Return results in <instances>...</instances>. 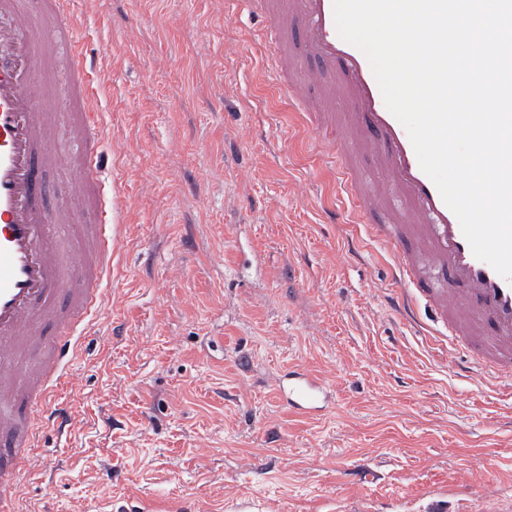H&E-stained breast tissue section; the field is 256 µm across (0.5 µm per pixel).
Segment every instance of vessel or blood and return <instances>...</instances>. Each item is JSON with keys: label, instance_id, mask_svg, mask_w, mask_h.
Returning a JSON list of instances; mask_svg holds the SVG:
<instances>
[{"label": "vessel or blood", "instance_id": "b4317fda", "mask_svg": "<svg viewBox=\"0 0 512 512\" xmlns=\"http://www.w3.org/2000/svg\"><path fill=\"white\" fill-rule=\"evenodd\" d=\"M20 0H0V439L22 456L27 469L41 466L36 420L49 419L58 388L68 385L67 368L81 350L79 338L108 303L103 283L124 226L112 207V183L103 170L100 114L94 105L92 49L73 40L79 20L71 0H42L43 17L32 25L18 18ZM260 19L259 43L266 50L272 85L315 139L340 147V186L350 207L340 224L373 226L391 259L393 307L405 321L416 319L418 304L433 315L430 333L448 337L475 352L488 372L512 382V282L476 258L455 214L422 171L409 135L387 109L364 53L344 41L334 20L333 0H244ZM10 24H2V17ZM305 32L288 37L290 22ZM70 36V107L66 121L83 141L81 158L60 152L48 130L49 103L32 91L40 46ZM322 66L303 71L305 57ZM342 96L351 107L356 138L336 137V118L323 103ZM371 156L385 179L366 191V172L356 159ZM73 169L70 196L55 211L42 203L41 172ZM83 225V250L52 245L56 225ZM68 294L66 307L55 299ZM56 322L59 333L45 340L38 320ZM40 353L32 367L15 361L19 344ZM276 388L289 409L312 415L325 408V377L297 365L278 378ZM15 466L0 467V512H19Z\"/></svg>", "mask_w": 512, "mask_h": 512}]
</instances>
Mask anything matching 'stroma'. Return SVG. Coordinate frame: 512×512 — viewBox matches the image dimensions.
Listing matches in <instances>:
<instances>
[{
	"label": "stroma",
	"mask_w": 512,
	"mask_h": 512,
	"mask_svg": "<svg viewBox=\"0 0 512 512\" xmlns=\"http://www.w3.org/2000/svg\"><path fill=\"white\" fill-rule=\"evenodd\" d=\"M126 219L112 303L56 398L21 512H456L512 506V393L389 306L338 224L335 159L264 83L241 0H75ZM326 376L288 409L274 381ZM447 501L435 503L433 490ZM276 388L289 409L308 416L321 411L331 400L326 378L302 365L279 377Z\"/></svg>",
	"instance_id": "35a3bbf8"
}]
</instances>
